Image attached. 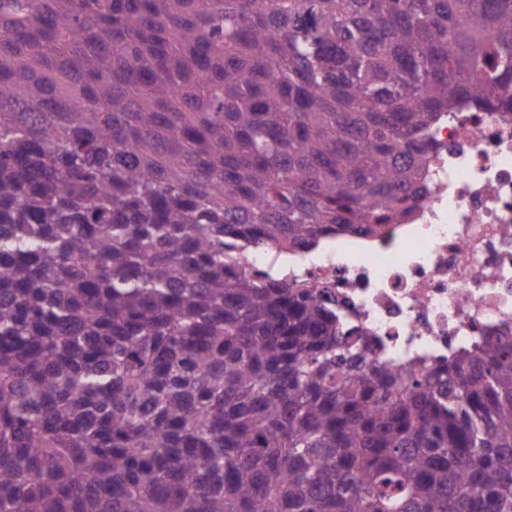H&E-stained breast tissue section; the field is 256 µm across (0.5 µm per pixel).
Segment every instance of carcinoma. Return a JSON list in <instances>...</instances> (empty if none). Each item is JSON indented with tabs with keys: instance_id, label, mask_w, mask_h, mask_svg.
<instances>
[{
	"instance_id": "1",
	"label": "carcinoma",
	"mask_w": 512,
	"mask_h": 512,
	"mask_svg": "<svg viewBox=\"0 0 512 512\" xmlns=\"http://www.w3.org/2000/svg\"><path fill=\"white\" fill-rule=\"evenodd\" d=\"M512 0H0V512H512V335L428 373L235 252L375 234Z\"/></svg>"
}]
</instances>
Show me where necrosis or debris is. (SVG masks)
<instances>
[{"mask_svg": "<svg viewBox=\"0 0 512 512\" xmlns=\"http://www.w3.org/2000/svg\"><path fill=\"white\" fill-rule=\"evenodd\" d=\"M430 140L426 196L404 218L243 261L248 274L316 289L376 363L398 369L444 367L512 335V110L442 113Z\"/></svg>", "mask_w": 512, "mask_h": 512, "instance_id": "4bbe7bcc", "label": "necrosis or debris"}]
</instances>
